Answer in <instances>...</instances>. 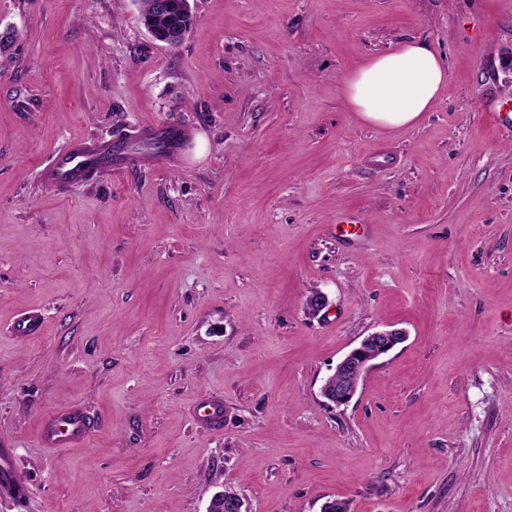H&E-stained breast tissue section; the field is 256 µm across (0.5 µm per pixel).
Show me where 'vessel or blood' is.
<instances>
[{
  "mask_svg": "<svg viewBox=\"0 0 512 512\" xmlns=\"http://www.w3.org/2000/svg\"><path fill=\"white\" fill-rule=\"evenodd\" d=\"M137 136L158 141L156 151L136 153L120 146L118 140L77 139L60 149L41 171L42 180L53 186L86 182L103 171L119 170L133 165H155L173 156L181 147L184 132L167 133L162 129H137ZM88 421L81 409L69 408L48 415L41 427L39 441L47 448L71 446L83 441ZM0 492L15 500H23L27 489L16 475L15 457L10 449L0 450Z\"/></svg>",
  "mask_w": 512,
  "mask_h": 512,
  "instance_id": "vessel-or-blood-1",
  "label": "vessel or blood"
}]
</instances>
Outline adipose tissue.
<instances>
[{"label": "adipose tissue", "mask_w": 512, "mask_h": 512, "mask_svg": "<svg viewBox=\"0 0 512 512\" xmlns=\"http://www.w3.org/2000/svg\"><path fill=\"white\" fill-rule=\"evenodd\" d=\"M445 80L446 68L433 49L411 39L368 59L346 79L344 93L363 120L397 128L429 111Z\"/></svg>", "instance_id": "adipose-tissue-1"}]
</instances>
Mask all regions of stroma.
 <instances>
[{"mask_svg":"<svg viewBox=\"0 0 512 512\" xmlns=\"http://www.w3.org/2000/svg\"><path fill=\"white\" fill-rule=\"evenodd\" d=\"M189 4L170 46L138 0H0V448L28 489L0 512H206L227 487L249 512H512V131L482 110L512 98V0ZM412 38L447 81L372 126L344 81ZM141 125L187 137L158 167L41 179ZM388 326L406 341L327 406ZM71 405L89 437L42 447ZM405 339L406 334L399 329H382L365 336L336 364L329 375L330 382L321 388L322 395L334 406L349 403L374 366L373 361L386 356Z\"/></svg>","mask_w":512,"mask_h":512,"instance_id":"35a3bbf8","label":"stroma"}]
</instances>
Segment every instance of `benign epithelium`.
<instances>
[{
  "label": "benign epithelium",
  "mask_w": 512,
  "mask_h": 512,
  "mask_svg": "<svg viewBox=\"0 0 512 512\" xmlns=\"http://www.w3.org/2000/svg\"><path fill=\"white\" fill-rule=\"evenodd\" d=\"M167 9V0H150L143 22L155 40L173 45L183 39V34L178 30L160 31L154 26V20ZM405 339L406 334L399 329H382L364 337L336 364L329 375L330 382L321 388L322 395L334 406L349 403L373 367V361L386 356Z\"/></svg>",
  "instance_id": "obj_1"
}]
</instances>
